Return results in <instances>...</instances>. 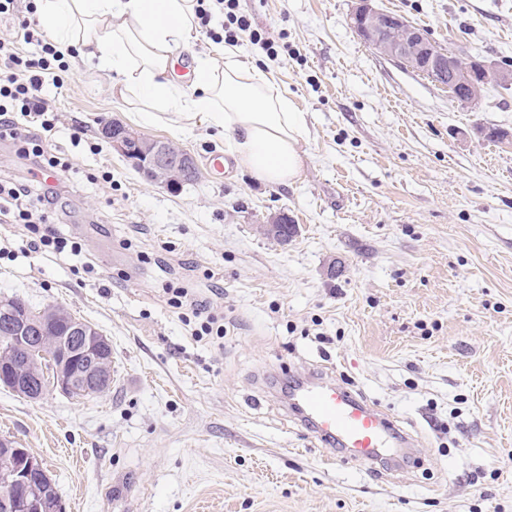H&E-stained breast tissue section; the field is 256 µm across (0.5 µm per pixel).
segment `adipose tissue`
Here are the masks:
<instances>
[{
    "label": "adipose tissue",
    "mask_w": 512,
    "mask_h": 512,
    "mask_svg": "<svg viewBox=\"0 0 512 512\" xmlns=\"http://www.w3.org/2000/svg\"><path fill=\"white\" fill-rule=\"evenodd\" d=\"M36 7L58 49H77L97 70L122 74L119 96L134 100L145 116L204 119L229 133L230 155L259 181L299 179L307 118L269 73L215 44L196 57L190 87L181 86L173 53L193 39L195 0H37Z\"/></svg>",
    "instance_id": "1"
}]
</instances>
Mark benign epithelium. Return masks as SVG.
Masks as SVG:
<instances>
[{"instance_id":"7a95c632","label":"benign epithelium","mask_w":512,"mask_h":512,"mask_svg":"<svg viewBox=\"0 0 512 512\" xmlns=\"http://www.w3.org/2000/svg\"><path fill=\"white\" fill-rule=\"evenodd\" d=\"M360 38L379 54L393 59L448 90L461 101H473L490 83L512 84V73L481 58L467 62L438 45L405 19L387 13L374 0H356L350 15ZM113 151L133 162L144 177L169 190L199 177L195 157L166 141L140 137L120 124L101 126ZM48 313L57 312L49 306ZM44 312V313H46ZM44 313L16 299H0V386L37 400L48 391L69 396H97L112 383V349L94 327L75 318L62 336L44 330ZM15 465L0 476V504L13 512H64L59 494L47 496L41 483L50 479L40 461L16 442L0 438V454Z\"/></svg>"}]
</instances>
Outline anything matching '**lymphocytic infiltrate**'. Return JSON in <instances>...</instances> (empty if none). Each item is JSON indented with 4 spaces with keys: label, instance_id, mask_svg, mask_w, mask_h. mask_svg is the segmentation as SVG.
Listing matches in <instances>:
<instances>
[{
    "label": "lymphocytic infiltrate",
    "instance_id": "lymphocytic-infiltrate-1",
    "mask_svg": "<svg viewBox=\"0 0 512 512\" xmlns=\"http://www.w3.org/2000/svg\"><path fill=\"white\" fill-rule=\"evenodd\" d=\"M23 8L27 16L19 20L12 38L0 40V139L12 141L34 176L0 180V216L25 225L31 234L29 249L50 247L77 256L82 252L80 243L65 237L55 225V189L36 178L42 171L57 175L67 169L48 152L45 142L57 124L49 94L63 88L68 66L54 42L37 31L31 18L34 0ZM196 17L214 40L233 44L246 31L251 43L267 55L277 53L275 39L253 29L250 19L240 13L239 0H197Z\"/></svg>",
    "mask_w": 512,
    "mask_h": 512
}]
</instances>
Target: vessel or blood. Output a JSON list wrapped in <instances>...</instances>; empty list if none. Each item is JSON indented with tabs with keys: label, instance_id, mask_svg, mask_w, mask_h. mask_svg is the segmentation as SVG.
<instances>
[{
	"label": "vessel or blood",
	"instance_id": "vessel-or-blood-1",
	"mask_svg": "<svg viewBox=\"0 0 512 512\" xmlns=\"http://www.w3.org/2000/svg\"><path fill=\"white\" fill-rule=\"evenodd\" d=\"M293 406L317 437L364 462L384 459L392 447L394 421L358 400L346 388L322 382L298 387Z\"/></svg>",
	"mask_w": 512,
	"mask_h": 512
}]
</instances>
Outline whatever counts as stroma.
I'll list each match as a JSON object with an SVG mask.
<instances>
[{
    "label": "stroma",
    "mask_w": 512,
    "mask_h": 512,
    "mask_svg": "<svg viewBox=\"0 0 512 512\" xmlns=\"http://www.w3.org/2000/svg\"><path fill=\"white\" fill-rule=\"evenodd\" d=\"M462 58L512 64V0H376ZM354 0H239L286 36L270 72L308 115L302 174L256 181L204 121L140 119L121 77L69 61L49 150L73 167L60 230L85 266L0 223V297L57 304L112 345L87 399L0 387V437L37 457L66 512H512V85L462 104L377 54ZM171 142L201 169L171 191L102 145L100 120ZM88 145L73 148L71 125ZM101 144L94 155L89 144ZM224 152V170L210 156ZM111 170V182L87 174ZM297 226L288 244L269 217ZM183 287L224 321L200 341L169 306ZM337 382L395 419L413 455L387 467L327 448L280 390Z\"/></svg>",
    "instance_id": "stroma-1"
}]
</instances>
